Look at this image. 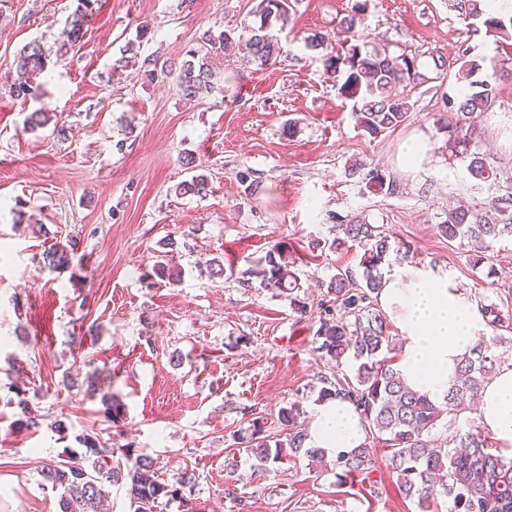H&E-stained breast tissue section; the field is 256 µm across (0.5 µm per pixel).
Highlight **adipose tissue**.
<instances>
[{"mask_svg": "<svg viewBox=\"0 0 512 512\" xmlns=\"http://www.w3.org/2000/svg\"><path fill=\"white\" fill-rule=\"evenodd\" d=\"M378 302L402 339L397 361L402 379L429 399L442 400L459 360L485 330L479 306L448 275L417 265L388 277ZM478 418L502 454L512 458V362L485 383ZM364 439L362 417L349 401L321 402L311 417L309 443L326 456L348 453Z\"/></svg>", "mask_w": 512, "mask_h": 512, "instance_id": "adipose-tissue-1", "label": "adipose tissue"}]
</instances>
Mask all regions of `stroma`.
<instances>
[{
  "label": "stroma",
  "mask_w": 512,
  "mask_h": 512,
  "mask_svg": "<svg viewBox=\"0 0 512 512\" xmlns=\"http://www.w3.org/2000/svg\"><path fill=\"white\" fill-rule=\"evenodd\" d=\"M257 2L97 0L79 46L49 66L41 98L25 102L11 93L17 54L34 40L56 48L75 0H0V512H58L42 468L76 449L84 431L132 444L165 477L192 476L187 503L161 512H422L400 495L383 448L372 496L358 482L337 486L334 466L286 457L264 467L239 447L254 417L279 435L280 406L298 401L313 412L329 368L315 350V316L204 271L213 258L247 268L279 244L319 295L337 269H360L361 247L331 246L338 218H356L409 246L386 274L409 265L448 274L512 322V234L477 267L467 246L437 229L451 206L512 194V38L468 24L461 0H288L287 25L272 28L276 60L218 54L215 89L195 102L171 79L145 76L143 58L180 61L204 31L248 39ZM352 13L368 48L448 62L440 78L411 90L408 120L376 137L357 127L350 101L304 43L336 33ZM464 53L500 74L474 133L497 171L488 182L468 176L437 123L470 89L456 62ZM37 109L52 114L49 127L24 131ZM417 135L429 156L419 171H402L400 148ZM355 163L383 170L396 192L369 191L350 176ZM201 173L206 196L175 194ZM249 181L256 195H247ZM73 235L80 260L71 272L39 265L45 247ZM161 259L182 268L180 283L147 286ZM93 371L124 405L120 426L63 383L65 373ZM11 383L36 397L38 432L11 429ZM59 419L71 439L59 440Z\"/></svg>",
  "instance_id": "obj_1"
}]
</instances>
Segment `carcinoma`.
Masks as SVG:
<instances>
[{"mask_svg":"<svg viewBox=\"0 0 512 512\" xmlns=\"http://www.w3.org/2000/svg\"><path fill=\"white\" fill-rule=\"evenodd\" d=\"M77 2L56 53L58 63L81 42L92 16L94 0ZM465 4V16L480 21L486 32L509 36L512 16L488 15L481 0H465ZM288 8V0H260L259 25L252 29L249 40L254 58L267 63L277 57L280 48L270 28L275 23L288 22ZM357 24L356 16L348 15L340 21L335 39L313 34L305 37L304 42L311 51H325L322 61L326 73L340 82V93L353 101L352 112L359 128L376 137L405 123L411 104L403 89L422 84L428 77L420 72L416 55L392 53L387 48L363 50ZM235 45L230 33L215 34L208 30L203 33L199 46L187 50L180 62L160 67L158 59L146 57L141 68L152 79L160 73L172 77L178 95L187 100L197 99L214 87L217 74L210 56L218 51H231ZM48 64L49 54L41 43L33 41L26 45L17 57L19 81L12 84V93L24 100L39 98L41 77ZM496 76L494 70L484 79L471 82L473 91L450 105L448 118L439 123V129L447 133V143L463 148L468 174L484 182L497 178V173L483 153L471 150L472 134L475 115L486 112L496 98ZM48 121V113L35 110L26 115L24 130L34 131ZM350 174L359 177L371 191L396 190V184L376 167L368 170L355 167L350 169ZM176 191L204 196L209 191L208 180L203 174L194 175L177 185ZM438 230L450 242L467 244L474 252V264L478 265L499 237L512 233V197L493 198L486 206L463 203L452 207ZM350 243L363 248L362 283H355L349 269L337 270L323 298L314 305L318 317L314 336L316 351L328 365L339 369L351 359L357 362V368L351 379L337 373L321 377L318 400L340 397L355 404L370 434L387 444V467L404 498L417 501L426 510L448 499L451 512H512V459L507 461L499 454L491 436L471 429L458 435L451 446L424 438V433L434 429L444 417L458 415L477 399L481 386L493 376L498 365L493 344L476 346L462 357L458 381L448 389L442 402L435 403L408 388L395 367L399 351L397 338L377 300L385 281L383 267L389 263L391 254L399 253L402 244L392 241L381 227L354 219L336 224V248ZM78 247L79 240L74 236L64 244L53 243L42 253V263L51 271L66 270L73 265ZM295 263L296 259L287 250L275 244L244 270L226 268L224 261L217 258L209 267L210 276L215 279L229 275L242 288L270 291L288 299L305 314L308 302L300 297L302 284ZM154 274L170 284L181 281V271L164 261L156 263ZM88 395L100 396L101 414L107 421L115 425L123 421L124 405L111 393L93 381ZM17 407L20 413L13 428L38 430L40 418L31 400L21 395ZM277 422L287 431L284 441L266 433L267 422L262 416L249 420L247 434L239 437L245 451L259 465L278 462L284 448L290 457H324L323 450L307 444L308 431L300 402L280 407ZM76 439L86 448V454L72 452L47 465L45 470V478L62 489L59 512H101L106 482L126 485L132 512H155L163 502H185L184 492L192 483L189 474L170 480L162 477L153 459L132 453L130 443L102 448L94 435L86 433ZM118 452L123 460L109 464ZM335 466L341 470L340 481L357 475L362 483L369 485L370 492L378 493V481L373 479L377 465L368 443L337 456Z\"/></svg>","mask_w":512,"mask_h":512,"instance_id":"carcinoma-1","label":"carcinoma"}]
</instances>
